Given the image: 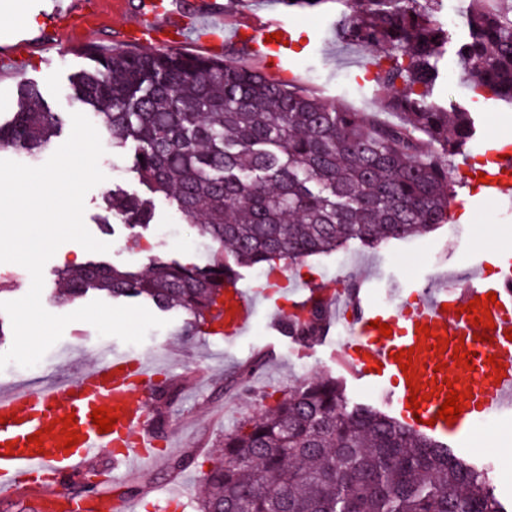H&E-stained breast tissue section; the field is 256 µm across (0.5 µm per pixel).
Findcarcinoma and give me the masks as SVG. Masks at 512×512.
<instances>
[{"label":"carcinoma","instance_id":"cac0c4a2","mask_svg":"<svg viewBox=\"0 0 512 512\" xmlns=\"http://www.w3.org/2000/svg\"><path fill=\"white\" fill-rule=\"evenodd\" d=\"M465 33L441 19L443 0H336V31L381 47L374 84L400 116L379 123L294 81L270 80L229 55L113 50L70 80L112 147H135L137 187L104 200L141 237L154 200L167 201L216 246L206 265L150 259L149 272L112 263L57 271L63 296H139L208 329L222 319L224 282L237 264L265 268L378 246L448 223L449 161L476 135L474 116L434 95L448 45L474 97L512 105V0H463ZM60 123L39 86L18 89L0 148L39 156ZM328 323L324 301L294 306L287 332L309 341ZM199 512H507L486 473L447 443L356 403L334 378L308 381L268 412L224 435L210 460Z\"/></svg>","mask_w":512,"mask_h":512}]
</instances>
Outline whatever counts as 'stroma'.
<instances>
[{
  "instance_id": "obj_1",
  "label": "stroma",
  "mask_w": 512,
  "mask_h": 512,
  "mask_svg": "<svg viewBox=\"0 0 512 512\" xmlns=\"http://www.w3.org/2000/svg\"><path fill=\"white\" fill-rule=\"evenodd\" d=\"M26 17L13 19L0 12V118L9 119L15 110L21 83L38 82L53 111L65 121L51 141L59 147L69 137L73 108L68 100V78L92 61L85 50L96 47L109 50L127 47L126 30L138 19L140 0H89L84 20L45 22V0H24ZM336 7L327 4L314 9H288L272 0H224V15L234 24L267 19L280 20L290 30L295 51L288 68L300 83L313 88L334 104L348 103L354 110L380 121L393 120L384 107L383 95L375 94L373 84L364 80L365 62L371 49L348 44L336 34ZM448 104H463L474 113L477 135L469 147L470 156L484 154L494 139L512 138V107H500L492 101L473 98L456 68H449L448 81L439 90ZM104 153L99 167L105 181L85 196L84 223L98 240L110 243L109 252L86 251L80 244H62L44 266L42 304L55 315L79 309V302L59 299L56 272L64 259L79 264L102 260L115 264L147 267L155 256L174 258L185 263H207L212 249L201 238L195 225L182 223L164 200H157L155 223L147 239L131 247L122 224L111 231L100 226V204L114 184H131V151H116L109 137H102ZM458 194H469L467 211L454 215L450 223L431 232L414 235L402 242L376 248L356 243L342 248L340 256H313L287 271L288 280L329 286L340 280L346 285L363 284V298L373 307H381L382 296L412 299L424 287L447 273L483 267L488 278H495L505 261H512V205L484 197L468 179V168L455 166L452 173ZM268 298L259 299L252 326L234 338L211 336L190 323L179 311L163 312L167 325L150 330L145 341L127 344L110 337L109 347L89 323L68 324L61 339L53 345L34 369L9 364L0 370V387L48 381L77 372L99 360L104 351L161 359L166 384L177 387L175 399L165 409V424L158 433L153 450L159 463L142 461L132 469H116L109 452H102L96 463L101 471V486L114 501H127L131 512H158L157 500L162 486L172 476L169 463L182 456L189 463L178 479L188 498L186 512H196L204 493L200 464L220 449L226 433L248 417L255 416L272 397L310 379L333 377L340 380L349 396L359 402L386 409L383 390L360 385L338 362L339 336L345 330L342 321H332L320 345L298 350L294 339L278 329L275 312H289L295 299L293 291L270 286ZM266 363L257 373L242 377L245 366L256 356ZM451 448L471 462L488 467L496 494L504 503L512 502V414L494 419L490 426L473 427L451 440ZM143 485V492L126 497L132 481Z\"/></svg>"
}]
</instances>
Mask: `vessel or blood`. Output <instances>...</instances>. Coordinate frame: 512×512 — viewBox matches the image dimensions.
I'll return each instance as SVG.
<instances>
[{"mask_svg": "<svg viewBox=\"0 0 512 512\" xmlns=\"http://www.w3.org/2000/svg\"><path fill=\"white\" fill-rule=\"evenodd\" d=\"M193 26L168 25L157 29L134 27L131 37L141 45H160L177 52L191 43L201 44L213 54H221L226 40L245 42L254 57L280 67L288 60L287 45L267 42L266 37L281 32L274 22H256L233 30L224 26L222 0H202L195 11ZM486 197L512 202V160L498 162L495 173L483 185ZM224 290V335H242L251 325L260 289L243 288L236 278H228ZM497 296L490 313L495 329L490 340L477 341L480 328L465 310L476 297L487 293ZM356 316L344 344L342 359L355 378L370 387L384 389L389 404L395 405L401 420L412 430L439 436H454L477 422L512 411V266L501 271L493 283L474 273L465 287L448 280L436 288L423 289L414 302L401 301L397 309L376 310L352 299ZM391 327V336L380 333L379 324ZM429 326L430 337H421L417 325ZM447 340L449 350L434 351L436 339ZM425 350H418V343ZM464 346L472 353V368L453 365V349ZM402 350L412 353L422 392L420 411L408 408L410 391L406 377L394 355ZM502 362L499 377H492V361ZM157 369L141 358L107 354L77 378L54 380L38 388L19 386L0 391V496L11 497L22 489L28 476L37 472L60 473L75 470L97 457L103 450H113L114 465L130 466L143 459L152 447L155 431L147 421L151 399L144 387ZM452 378L453 387L468 392L467 404L455 422L439 419L443 397L431 396L434 380ZM117 410L119 419L110 432H99L91 414L99 407ZM75 415L79 435L76 445L65 446L60 420ZM41 434L42 445L28 438Z\"/></svg>", "mask_w": 512, "mask_h": 512, "instance_id": "obj_1", "label": "vessel or blood"}]
</instances>
